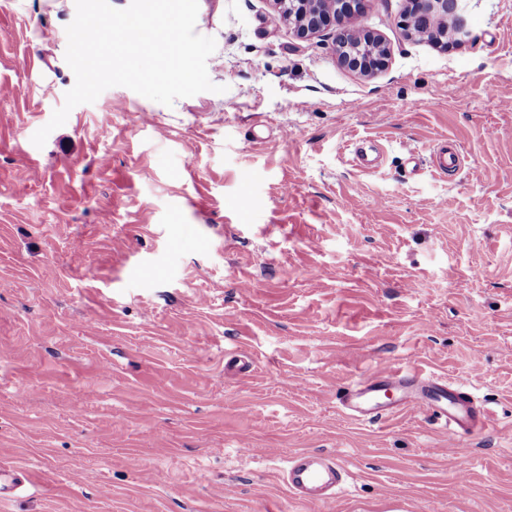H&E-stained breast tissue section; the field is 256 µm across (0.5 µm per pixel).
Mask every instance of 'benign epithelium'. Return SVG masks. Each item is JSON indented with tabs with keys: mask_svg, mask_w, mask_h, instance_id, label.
<instances>
[{
	"mask_svg": "<svg viewBox=\"0 0 512 512\" xmlns=\"http://www.w3.org/2000/svg\"><path fill=\"white\" fill-rule=\"evenodd\" d=\"M403 26L413 30V21L423 12L434 17L441 25L443 35H433L441 43L448 34L469 36L464 25L456 18L459 0H407ZM281 17L292 23L301 38L311 36L325 27L337 30L336 52L347 66L368 72L382 65L383 47L370 32L358 35L349 20L366 12L371 0H276Z\"/></svg>",
	"mask_w": 512,
	"mask_h": 512,
	"instance_id": "benign-epithelium-1",
	"label": "benign epithelium"
}]
</instances>
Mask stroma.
<instances>
[{
  "instance_id": "stroma-1",
  "label": "stroma",
  "mask_w": 512,
  "mask_h": 512,
  "mask_svg": "<svg viewBox=\"0 0 512 512\" xmlns=\"http://www.w3.org/2000/svg\"><path fill=\"white\" fill-rule=\"evenodd\" d=\"M404 8L356 19L389 51L364 75L273 0H199L219 92L112 87L39 148L75 2L0 0V469L36 478L0 512H512V0H463L445 50ZM441 139L465 156L445 176ZM390 365L470 390L488 426L354 422L341 395ZM298 451L337 457L344 493L292 496ZM429 158L431 167L440 174H447L448 167L459 168L461 165V156L457 147L451 144L448 148V140L433 146L430 149Z\"/></svg>"
}]
</instances>
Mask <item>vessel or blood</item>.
<instances>
[{
	"label": "vessel or blood",
	"instance_id": "obj_1",
	"mask_svg": "<svg viewBox=\"0 0 512 512\" xmlns=\"http://www.w3.org/2000/svg\"><path fill=\"white\" fill-rule=\"evenodd\" d=\"M438 173L461 165L457 147L439 142L429 153ZM345 413L361 423H373L398 411H429L448 428L474 430L485 427L490 411L469 391L447 379L418 371L385 367L349 389L341 399ZM345 469L338 459L304 451L287 462L286 484L300 499L322 501L338 495L345 484Z\"/></svg>",
	"mask_w": 512,
	"mask_h": 512
}]
</instances>
